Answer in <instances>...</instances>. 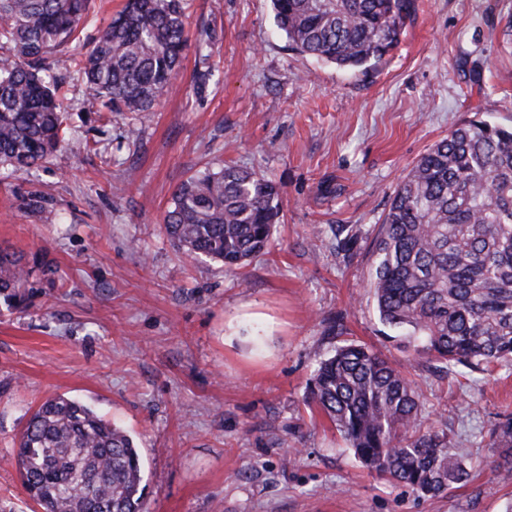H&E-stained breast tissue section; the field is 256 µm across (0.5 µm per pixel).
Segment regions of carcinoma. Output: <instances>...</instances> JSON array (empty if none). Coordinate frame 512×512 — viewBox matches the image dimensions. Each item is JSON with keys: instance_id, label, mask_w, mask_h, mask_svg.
Listing matches in <instances>:
<instances>
[{"instance_id": "1", "label": "carcinoma", "mask_w": 512, "mask_h": 512, "mask_svg": "<svg viewBox=\"0 0 512 512\" xmlns=\"http://www.w3.org/2000/svg\"><path fill=\"white\" fill-rule=\"evenodd\" d=\"M92 0H0V166L15 172L65 144L66 77L49 55L66 50L100 109L150 112L177 74L187 36L185 0H126L90 41L81 38ZM291 49L349 70L394 50L414 0H272ZM277 186L226 164L180 182L165 216L187 255L227 267L264 253L278 210ZM349 253L357 236L336 230ZM370 282L381 324L394 340L443 371L512 360V128L474 119L433 144L400 182L374 240ZM34 268L0 249V297L17 307ZM308 405L335 428L359 462L412 493L439 497L470 479L449 451L448 429L422 428V395L402 370L347 342L321 362ZM503 449L491 475L512 481V416L488 430ZM16 464L42 512H142V463L131 437L64 395L33 411L17 440Z\"/></svg>"}]
</instances>
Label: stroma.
<instances>
[{
	"label": "stroma",
	"instance_id": "1",
	"mask_svg": "<svg viewBox=\"0 0 512 512\" xmlns=\"http://www.w3.org/2000/svg\"><path fill=\"white\" fill-rule=\"evenodd\" d=\"M181 68L154 111L92 107L66 52V146L0 167V248L39 253L26 305L0 301V512H40L15 463L36 406L62 394L136 442L145 512H504L487 466L512 414V362L446 375L383 336L373 241L406 172L449 130L512 126V0H415L366 71L292 51L270 0H189ZM206 52H198L199 41ZM212 70L204 95L197 72ZM249 168L280 188L269 252L239 269L190 259L164 217L176 184ZM62 221L48 224L43 209ZM358 235L336 253V227ZM347 341L407 363L474 476L421 498L360 467L306 404Z\"/></svg>",
	"mask_w": 512,
	"mask_h": 512
}]
</instances>
